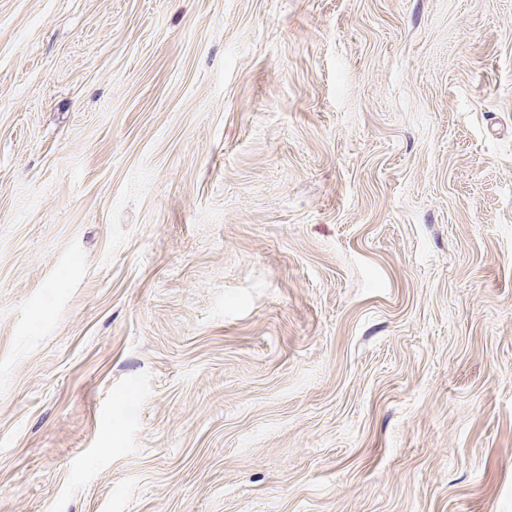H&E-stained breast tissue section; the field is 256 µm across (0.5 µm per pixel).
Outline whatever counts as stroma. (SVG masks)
Listing matches in <instances>:
<instances>
[{"label": "stroma", "mask_w": 512, "mask_h": 512, "mask_svg": "<svg viewBox=\"0 0 512 512\" xmlns=\"http://www.w3.org/2000/svg\"><path fill=\"white\" fill-rule=\"evenodd\" d=\"M0 512H512V0H0Z\"/></svg>", "instance_id": "obj_1"}]
</instances>
